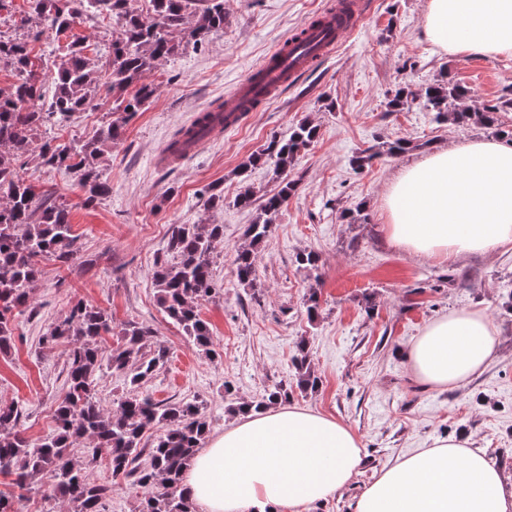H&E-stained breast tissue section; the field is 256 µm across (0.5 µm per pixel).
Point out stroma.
Instances as JSON below:
<instances>
[{
    "label": "stroma",
    "mask_w": 512,
    "mask_h": 512,
    "mask_svg": "<svg viewBox=\"0 0 512 512\" xmlns=\"http://www.w3.org/2000/svg\"><path fill=\"white\" fill-rule=\"evenodd\" d=\"M331 0H224L227 22L200 49L158 66L149 76L156 92L126 124L124 136L107 149L100 165L109 196L86 203L76 177L64 168L27 158L22 172L36 190L56 191L70 206L79 252L73 262H46L34 298L15 319V341L0 354V401L18 402L21 436L36 442L56 430L54 412L66 391L70 346L39 345L50 323L64 319L77 301L106 309L114 333L103 345L119 347V330L129 320L148 327L150 346L168 353L167 363L140 387L158 402L205 404L212 435L233 419L229 401L260 399L267 389L291 386L295 344L307 343L321 384L292 391L290 404L332 416L361 442L362 463L353 488L309 512H351L356 491L382 469L446 436H467L512 484V244L489 254L473 253L441 264L408 254L387 237L384 194L413 155H382L363 172L350 160L359 151L406 138L432 146L489 139L479 124L461 128L436 123L421 101L390 111L395 88L420 93L440 73L466 86L467 107L512 93V58L454 56L423 35L427 0H372V12L354 32L342 36L335 54L321 62L281 97L250 113L246 122L209 137L197 153L176 167L162 157L172 133L222 100L251 69ZM118 28L111 17L80 19L74 36L85 38L100 81L108 79V58ZM0 36L24 37L37 60L63 53L65 40L47 33L32 37L27 0H8L0 11ZM112 98L99 93L93 107L65 127L53 128L55 143L68 145L96 134L113 115ZM318 125L319 137L302 151L290 172L297 189L281 208L257 260L262 284L251 297L234 275L237 249L255 210L234 207L244 187L256 200L272 194L276 182L264 168L247 182L235 171L254 151L287 135L301 122ZM224 191V207L208 209L202 192ZM362 208L369 221L350 224L345 211ZM178 224H220L215 276L224 294L199 301L218 357L207 356L162 311L152 272L166 256ZM314 251L320 258V310L308 320L303 305L311 284L295 257ZM374 310H367V301ZM470 309L491 322L496 343L484 370L460 388L422 389L405 352L436 319ZM86 464L91 482L111 483L105 512H137L142 491L132 480L112 478L104 460L87 463L85 448L71 449Z\"/></svg>",
    "instance_id": "1"
}]
</instances>
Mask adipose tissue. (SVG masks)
Segmentation results:
<instances>
[{
    "mask_svg": "<svg viewBox=\"0 0 512 512\" xmlns=\"http://www.w3.org/2000/svg\"><path fill=\"white\" fill-rule=\"evenodd\" d=\"M423 30L444 52L512 57V0H428ZM392 243L441 263L512 243V143L472 140L427 151L385 194ZM495 346L487 318L456 310L409 346L415 379L458 387ZM361 442L345 424L282 403L241 414L199 449L181 489L195 512H309L347 489ZM352 512H512V488L469 439L441 440L381 470Z\"/></svg>",
    "mask_w": 512,
    "mask_h": 512,
    "instance_id": "obj_1",
    "label": "adipose tissue"
}]
</instances>
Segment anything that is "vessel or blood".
Wrapping results in <instances>:
<instances>
[{
	"label": "vessel or blood",
	"mask_w": 512,
	"mask_h": 512,
	"mask_svg": "<svg viewBox=\"0 0 512 512\" xmlns=\"http://www.w3.org/2000/svg\"><path fill=\"white\" fill-rule=\"evenodd\" d=\"M369 10L367 0H353L347 16H340L335 10L323 12L316 23L306 24V39L276 49L260 68L245 77L236 92L226 98L225 111L254 112L278 97L294 79L331 56L341 36L354 32Z\"/></svg>",
	"instance_id": "vessel-or-blood-1"
}]
</instances>
